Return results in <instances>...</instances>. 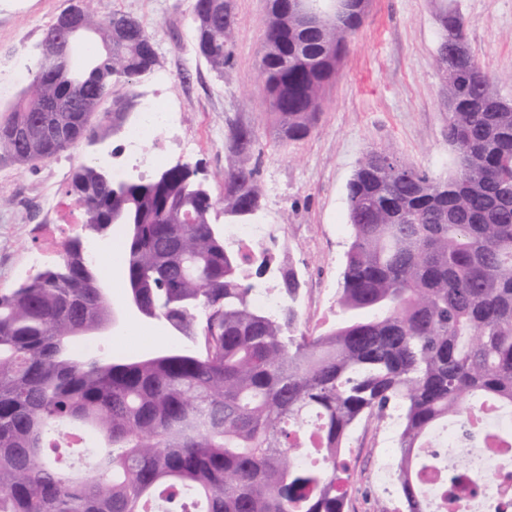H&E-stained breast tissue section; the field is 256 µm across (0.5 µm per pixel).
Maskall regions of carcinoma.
Here are the masks:
<instances>
[{"mask_svg":"<svg viewBox=\"0 0 512 512\" xmlns=\"http://www.w3.org/2000/svg\"><path fill=\"white\" fill-rule=\"evenodd\" d=\"M263 90L279 132L299 141L316 128L326 84L365 14L358 0L324 35L301 37L288 4L269 0ZM438 62L447 82L445 178L394 152L366 154L347 185L350 243L336 299L339 318L320 336L300 329L301 281L272 269L261 246L228 242L217 212L243 221L259 207L253 133L234 126L225 148L223 207L177 162L148 179L114 182L80 165L71 178L89 231L121 210L125 287L185 328L195 346L170 344L149 358L77 354L112 299L89 288L100 275L77 240L41 279L0 292V512H344L340 459L364 418L397 413L395 475L407 512H428L418 474L432 430L475 397L512 405V111L500 106L474 56L451 53L466 34L443 0ZM87 69L40 55L32 80L0 122V156L20 164L75 147L112 84L150 74L153 36L122 13L83 7ZM234 19L224 0H194L195 51L224 76ZM31 128L27 142L13 131ZM121 194H112V189ZM279 273L288 297L270 314L253 305L258 280ZM213 312L200 328L198 307ZM89 435L95 465L66 469L69 438ZM308 454L316 463L300 468Z\"/></svg>","mask_w":512,"mask_h":512,"instance_id":"carcinoma-1","label":"carcinoma"}]
</instances>
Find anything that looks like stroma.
Wrapping results in <instances>:
<instances>
[{"label":"stroma","instance_id":"obj_1","mask_svg":"<svg viewBox=\"0 0 512 512\" xmlns=\"http://www.w3.org/2000/svg\"><path fill=\"white\" fill-rule=\"evenodd\" d=\"M73 0H0V117L26 85L20 67L36 70L48 26ZM193 0H92L101 18L120 12L154 36L158 62L134 82L115 84L93 129L70 150L35 165L0 158V291L28 280L25 258L48 252L50 235L67 237L82 212L69 192L80 164L111 153L138 118L142 96L155 95L176 114L160 143L167 163L186 162L213 200L224 197V148L230 126L251 129L257 148L260 206L251 221L272 224L279 238L269 249L278 267L298 272L302 327L325 333L336 321L335 289L349 243L346 186L368 151L389 148L404 162L443 178L454 169L448 145L446 83L437 62L441 0H370L336 78L324 91L317 127L300 141L278 138L261 87L268 0H231L232 59L216 75L197 57L192 40ZM470 49L489 73L499 97L512 100V0H457ZM54 194L52 212L43 199ZM392 419H362L344 451L351 489L346 512H405L396 481L377 478Z\"/></svg>","mask_w":512,"mask_h":512}]
</instances>
